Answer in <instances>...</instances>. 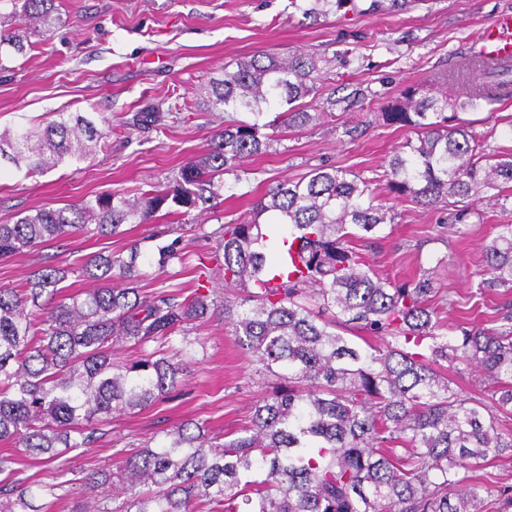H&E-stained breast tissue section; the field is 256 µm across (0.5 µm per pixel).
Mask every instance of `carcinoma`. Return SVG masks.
<instances>
[{
  "label": "carcinoma",
  "mask_w": 512,
  "mask_h": 512,
  "mask_svg": "<svg viewBox=\"0 0 512 512\" xmlns=\"http://www.w3.org/2000/svg\"><path fill=\"white\" fill-rule=\"evenodd\" d=\"M23 23L0 27V47L17 55L60 21L56 0H0ZM409 0H369L361 12L400 10ZM309 18L355 0H290ZM329 48L281 59L244 56L204 86L224 112V129L201 156L185 161L172 182L152 183L132 199L115 190L78 206H42L0 224V257L73 236L113 237L125 224H148L179 208L208 211L222 202L224 175L246 179L247 159L269 153L290 129L336 117L354 118L366 95L358 88L329 96L319 112L303 100L324 81L319 62ZM470 91L448 102L410 85L396 97L373 92L379 116L413 130L392 152L386 177L393 191L432 207H456L458 222L477 216L485 188L512 183V154L495 156L487 137L459 112L512 95V65L473 55L448 73ZM284 111L262 121L269 106ZM154 108L133 113V131L156 129ZM104 133L79 113H60L44 127L0 133V160L42 174L67 157L96 154ZM494 205L508 219L485 246L479 289L512 283V193ZM253 217L210 232L223 252L224 299L202 291L140 288L138 247L98 251L78 268L49 260L22 288H0V442L24 449L51 468L37 482L52 498L75 473L70 453L109 434L115 415L142 411L181 395L192 361L187 335L215 312L224 314L255 372L271 392L235 431L210 435L191 420L166 430L157 446L127 443L115 466L82 473L101 490L88 512H512V485L475 475L512 453V303L495 326L464 323L448 333L434 299L433 272L409 281L376 274L353 242L373 243L395 223L392 207L351 171L321 165L285 180L255 201ZM175 240L159 249L158 266L183 261ZM99 282L64 293L72 273ZM117 348L136 353L124 363ZM475 370L480 393L452 387V371ZM18 460L0 455V512H44L17 478Z\"/></svg>",
  "instance_id": "1"
}]
</instances>
